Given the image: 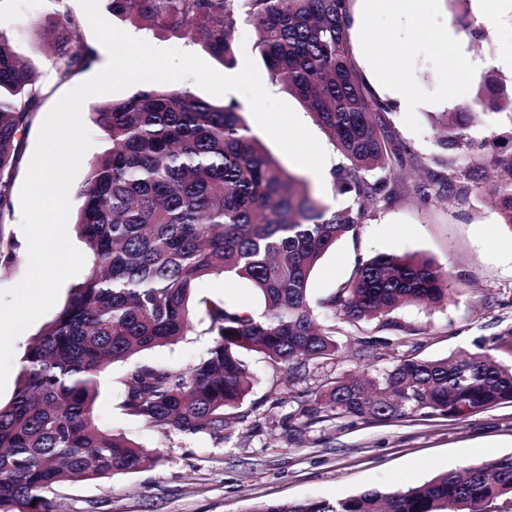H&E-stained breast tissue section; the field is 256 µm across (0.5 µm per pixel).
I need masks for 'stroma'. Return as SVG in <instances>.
Returning a JSON list of instances; mask_svg holds the SVG:
<instances>
[{
  "label": "stroma",
  "mask_w": 512,
  "mask_h": 512,
  "mask_svg": "<svg viewBox=\"0 0 512 512\" xmlns=\"http://www.w3.org/2000/svg\"><path fill=\"white\" fill-rule=\"evenodd\" d=\"M414 12L445 24L462 39L473 68L413 32L406 17L390 16L368 0H350L351 15L367 14V28L348 31L351 52L373 93L393 100L398 88L410 91L409 111L391 110L384 118L397 138L417 157V164L394 168L401 190L385 207H373L356 235L336 242L314 268L308 283L312 301L324 299L351 275L357 261L381 253H416L448 272V300L439 305L411 304L393 314L394 327L376 320L353 325L341 315L319 311L321 323L335 326L340 346L336 358L311 362L297 371L263 355L243 357L256 378L239 409L235 432L220 442L209 436L184 435L151 427L121 406L127 372L137 365L192 367L212 343L202 299L224 301L236 309L258 312L262 300L246 281L234 287L220 276L198 283L192 326L178 342L146 350L114 364L100 377L94 416L101 428L117 430L135 443L160 450L161 461L142 471L105 481L72 482L49 498L54 512H248L260 501L333 499L366 489L390 491L414 486L434 474L512 455V404L477 413L464 422L437 413L417 412L389 422L365 423L347 417L300 416L333 381L356 374H379L400 356L443 359L459 351L486 353L512 362V227L503 224L494 190L512 158V113L475 105L480 84L489 77L512 86V62L503 53L512 45V0H417ZM79 21L77 40H98L80 0H0V38L29 63L42 97L24 135V148L11 194V213L0 237L15 242L13 260L0 267V291L19 284L28 269V245L20 228V192L41 126L68 92L96 75L98 66L60 79L42 44V34L62 14ZM398 56L397 68L388 65ZM274 97L289 104L327 153V167L342 164L325 131L301 103L260 70ZM471 115L470 146L458 152L456 167L482 165L485 182L464 195L421 202L409 188L445 153L436 143L444 113ZM85 279L65 280L55 307L35 320L15 340L11 369L0 403L16 389L24 353L36 334L63 308L73 288Z\"/></svg>",
  "instance_id": "35a3bbf8"
}]
</instances>
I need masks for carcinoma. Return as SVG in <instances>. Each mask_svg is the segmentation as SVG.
Returning <instances> with one entry per match:
<instances>
[{
	"label": "carcinoma",
	"instance_id": "1",
	"mask_svg": "<svg viewBox=\"0 0 512 512\" xmlns=\"http://www.w3.org/2000/svg\"><path fill=\"white\" fill-rule=\"evenodd\" d=\"M116 18L183 36L225 65L233 35L253 27L272 81L298 98L346 164L331 172L352 203L331 207L287 171L252 133L241 106L206 102L187 90L150 88L90 109L110 147L80 190L75 227L89 258L84 282L23 356L14 395L0 405V512H51L46 493L69 482L106 480L157 464L160 455L94 417L100 376L131 355L179 340L191 326L196 285L207 276L247 281L259 317L204 300L212 345L190 368L138 365L125 379L124 408L147 424L220 442L234 432L255 378L240 350H256L296 370L334 359L336 328L317 322L310 275L338 240L367 220L366 205L388 204L393 164L413 161L383 114L389 103L368 88L350 51L349 0H109ZM76 18L63 14L48 45L65 80L97 60L73 42ZM42 96L32 68L0 40V224L23 134ZM512 110V92L494 83L484 98ZM469 113L453 112L436 139L448 151L468 144ZM496 188L512 226V162ZM479 167L429 170L411 186L421 201L480 184ZM448 299V274L419 255L381 253L317 306L352 324L410 304ZM512 403V364L485 354L398 359L366 382L343 378L300 414L386 421L418 411L454 421ZM512 498V456L441 473L415 487L365 490L336 500L259 502L249 512H483Z\"/></svg>",
	"mask_w": 512,
	"mask_h": 512
}]
</instances>
